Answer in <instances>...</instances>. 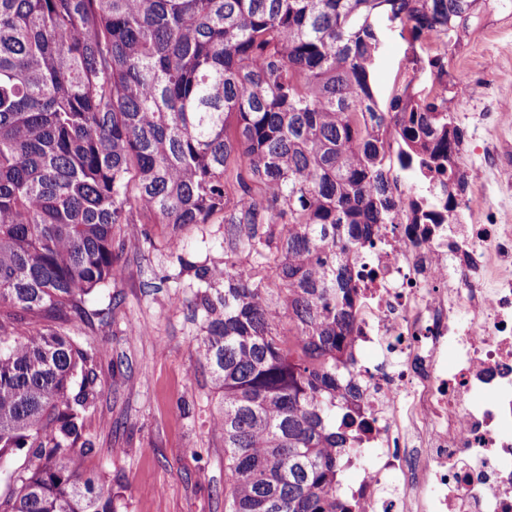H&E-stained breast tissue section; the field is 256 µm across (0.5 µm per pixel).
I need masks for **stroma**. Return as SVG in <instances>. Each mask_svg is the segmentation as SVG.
Instances as JSON below:
<instances>
[{
    "label": "stroma",
    "mask_w": 512,
    "mask_h": 512,
    "mask_svg": "<svg viewBox=\"0 0 512 512\" xmlns=\"http://www.w3.org/2000/svg\"><path fill=\"white\" fill-rule=\"evenodd\" d=\"M412 50L388 34L375 74L388 102L398 73L411 72ZM448 75L465 92L437 88L466 137L460 165L472 222L512 224V5L498 4L461 45L449 48ZM140 239L125 250L115 287L92 294L84 343L99 350L95 394L84 438L94 452L85 475L111 486L118 512H224V436L212 425L221 393L194 348L203 334L188 303L198 290L165 247L162 224H133ZM186 257L224 264V227L195 224L183 233Z\"/></svg>",
    "instance_id": "1"
}]
</instances>
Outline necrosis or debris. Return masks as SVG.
<instances>
[{"instance_id":"4bbe7bcc","label":"necrosis or debris","mask_w":512,"mask_h":512,"mask_svg":"<svg viewBox=\"0 0 512 512\" xmlns=\"http://www.w3.org/2000/svg\"><path fill=\"white\" fill-rule=\"evenodd\" d=\"M355 266L349 377L370 427L344 495L358 512H512V224H384Z\"/></svg>"}]
</instances>
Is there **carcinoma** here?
<instances>
[{"label": "carcinoma", "instance_id": "cac0c4a2", "mask_svg": "<svg viewBox=\"0 0 512 512\" xmlns=\"http://www.w3.org/2000/svg\"><path fill=\"white\" fill-rule=\"evenodd\" d=\"M486 2L0 0V466L37 460L0 512H116L82 478L99 351L75 328L144 222L201 287L226 512H355L351 259L398 215L456 223L468 187L433 87L380 107L385 30L441 81ZM214 218L224 267L197 266L179 232Z\"/></svg>", "mask_w": 512, "mask_h": 512}]
</instances>
